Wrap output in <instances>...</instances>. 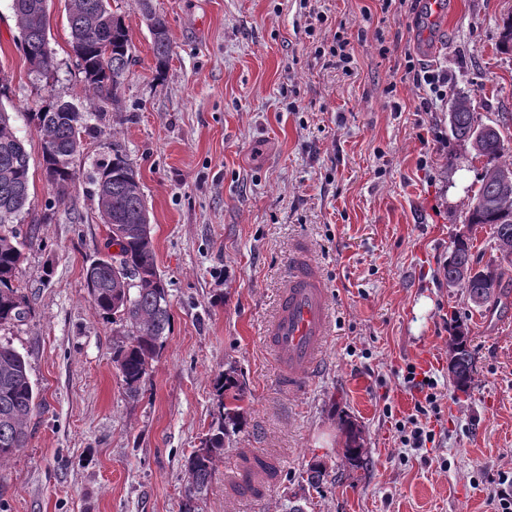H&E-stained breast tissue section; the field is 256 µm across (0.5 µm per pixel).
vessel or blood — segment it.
I'll list each match as a JSON object with an SVG mask.
<instances>
[{
	"mask_svg": "<svg viewBox=\"0 0 512 512\" xmlns=\"http://www.w3.org/2000/svg\"><path fill=\"white\" fill-rule=\"evenodd\" d=\"M332 310L317 265L305 244L295 248L294 267L281 287L276 314L267 329L281 387H304L324 360Z\"/></svg>",
	"mask_w": 512,
	"mask_h": 512,
	"instance_id": "1",
	"label": "vessel or blood"
}]
</instances>
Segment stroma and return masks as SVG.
<instances>
[{
  "mask_svg": "<svg viewBox=\"0 0 512 512\" xmlns=\"http://www.w3.org/2000/svg\"><path fill=\"white\" fill-rule=\"evenodd\" d=\"M382 0H151L172 55L157 77L134 0H110L132 61L119 105L91 110L73 159L78 180L56 201L30 119L48 96L89 110L70 42L68 0H48L50 76L32 72L11 0H0V98L30 153L28 239L16 284L24 319L0 326L38 393L32 436L0 467V512H182L183 461L208 430L212 382L233 368L248 424L224 443L198 512H492L512 477V261L489 226L466 227L484 160L455 140L452 98L498 125L512 155V53L499 49L512 0H441L413 14ZM347 40L350 71L319 59ZM448 75L443 95L405 74ZM139 173L156 262L169 289L170 332L137 395L112 361L126 326L92 305L86 268L108 248L90 176L113 151ZM468 231L475 266L504 272L496 298L469 302L442 276ZM306 242L333 307L321 371L281 388L266 348L291 251ZM469 329L468 392L448 376V337ZM440 414L423 448L397 422L423 395L406 382L423 349ZM360 428V463L344 420ZM274 463L257 494L231 491L245 458ZM324 462L319 488L306 482Z\"/></svg>",
  "mask_w": 512,
  "mask_h": 512,
  "instance_id": "1",
  "label": "stroma"
}]
</instances>
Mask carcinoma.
Wrapping results in <instances>:
<instances>
[{
  "mask_svg": "<svg viewBox=\"0 0 512 512\" xmlns=\"http://www.w3.org/2000/svg\"><path fill=\"white\" fill-rule=\"evenodd\" d=\"M47 0H12V10L21 30V48L31 69L49 76L54 59L49 48ZM143 17L152 20V51L156 68L166 69L172 43L166 20L153 12L149 0H136ZM71 44L84 73L90 99L119 105V89L131 62V40L121 16L110 9L109 0H68ZM450 117L452 135L469 143L476 125L471 98L462 95ZM41 136L46 176L56 199L65 201L75 187L77 173L72 158L82 146L87 128L85 113L73 103L54 100L33 114ZM477 155L486 158L480 186L473 195L465 218L470 225L493 228L496 249L512 255V160H503L504 141L500 129L489 126L481 138ZM98 207L109 233L119 230L121 267L131 274L132 284L119 288L110 260L103 256L86 269L90 299L105 315L126 323V339L113 348V361L129 393L138 394L149 375L171 322L167 282L159 271L138 173L119 152L102 163L96 172ZM29 200V155L13 131L9 112L0 104V325L19 321L30 312L26 297L16 287L24 243L11 227ZM443 278L464 289L468 297L488 303L502 287V272L492 266L473 267L469 240L454 239ZM452 349L448 371L456 390L467 392L472 383L474 360L468 332L456 330L448 339ZM217 414L201 446L185 459L187 475L184 512H194L195 503L207 495L216 463L224 454V440L245 424L246 388L236 369L219 373L213 384ZM36 392L24 357L14 348L0 344V466L25 447L28 421L35 407ZM348 444L347 457L355 461L361 453L359 435L351 422H343Z\"/></svg>",
  "mask_w": 512,
  "mask_h": 512,
  "instance_id": "carcinoma-1",
  "label": "carcinoma"
}]
</instances>
